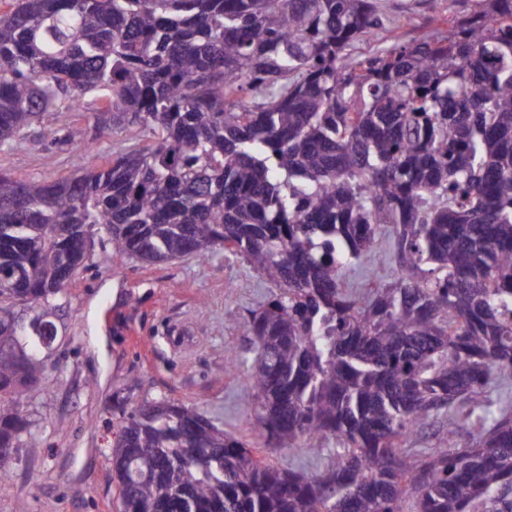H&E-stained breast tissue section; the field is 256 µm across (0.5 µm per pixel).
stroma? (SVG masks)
<instances>
[{
    "instance_id": "1",
    "label": "stroma",
    "mask_w": 512,
    "mask_h": 512,
    "mask_svg": "<svg viewBox=\"0 0 512 512\" xmlns=\"http://www.w3.org/2000/svg\"><path fill=\"white\" fill-rule=\"evenodd\" d=\"M479 0H378L381 25L355 42L351 55L389 45L470 17ZM78 163L70 147L29 135L0 153V168L19 177L55 180ZM393 228L377 229L364 264L344 268L356 291L397 277ZM277 290L246 260L224 250L207 259L142 264L96 241L54 322L58 335L43 350L49 384L29 388L20 405L42 438L20 444L12 471L0 478V512H116L119 488L109 451L121 413L162 396L196 407L225 430L259 440L248 375L255 353L246 333L252 309ZM237 366H226L228 356Z\"/></svg>"
}]
</instances>
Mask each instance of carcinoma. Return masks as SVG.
Returning <instances> with one entry per match:
<instances>
[{"label":"carcinoma","instance_id":"obj_1","mask_svg":"<svg viewBox=\"0 0 512 512\" xmlns=\"http://www.w3.org/2000/svg\"><path fill=\"white\" fill-rule=\"evenodd\" d=\"M362 58L376 0H7L0 151L98 102L147 143L53 181L0 168V475L39 432L34 334L103 231L146 263L218 249L280 290L250 312L248 384L280 468L197 408L123 415L120 512H512V0ZM393 225L398 280L341 270ZM499 415L491 420L492 407ZM440 421L438 448L407 442ZM267 459L281 467H296L306 472L318 471L320 464L305 448H292L283 450H268Z\"/></svg>","mask_w":512,"mask_h":512}]
</instances>
